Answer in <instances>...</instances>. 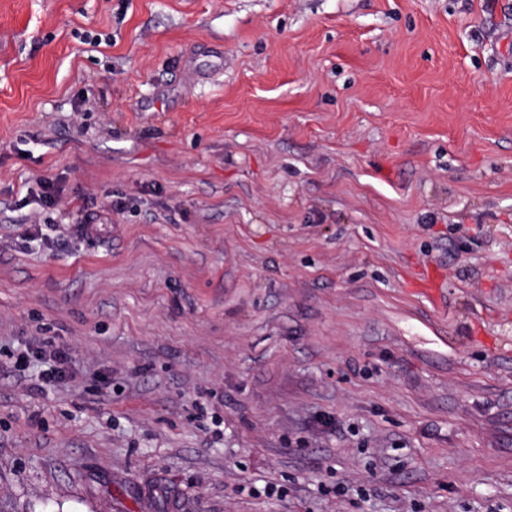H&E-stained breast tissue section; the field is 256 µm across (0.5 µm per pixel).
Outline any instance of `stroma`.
I'll use <instances>...</instances> for the list:
<instances>
[{
    "label": "stroma",
    "instance_id": "obj_1",
    "mask_svg": "<svg viewBox=\"0 0 512 512\" xmlns=\"http://www.w3.org/2000/svg\"><path fill=\"white\" fill-rule=\"evenodd\" d=\"M0 512H512V0H0ZM41 354V357L38 356ZM32 356L37 360H45L46 362H52L50 367L43 373L42 379L45 381L62 378L64 376V365L67 361V354L63 349L56 348L55 350L47 352L46 350L34 349L31 346H27L18 357L19 363H27L29 357Z\"/></svg>",
    "mask_w": 512,
    "mask_h": 512
}]
</instances>
